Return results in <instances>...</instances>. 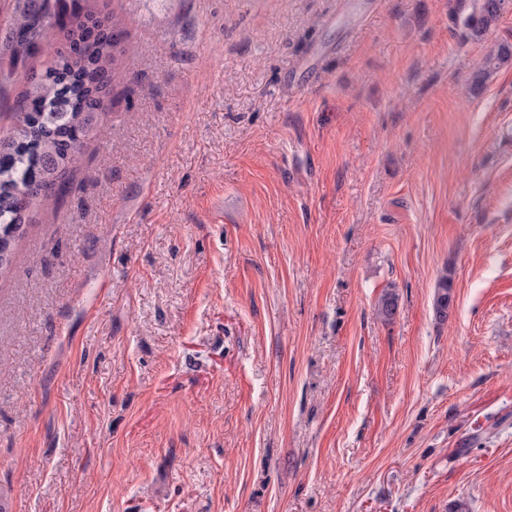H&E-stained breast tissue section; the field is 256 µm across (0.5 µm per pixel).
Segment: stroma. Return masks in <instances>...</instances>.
<instances>
[{
	"mask_svg": "<svg viewBox=\"0 0 512 512\" xmlns=\"http://www.w3.org/2000/svg\"><path fill=\"white\" fill-rule=\"evenodd\" d=\"M84 5L131 52L0 276V505L512 512V6ZM453 305L452 282L448 275L439 279L434 297V309L440 320H446Z\"/></svg>",
	"mask_w": 512,
	"mask_h": 512,
	"instance_id": "1",
	"label": "stroma"
}]
</instances>
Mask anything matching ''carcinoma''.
<instances>
[{
	"instance_id": "cac0c4a2",
	"label": "carcinoma",
	"mask_w": 512,
	"mask_h": 512,
	"mask_svg": "<svg viewBox=\"0 0 512 512\" xmlns=\"http://www.w3.org/2000/svg\"><path fill=\"white\" fill-rule=\"evenodd\" d=\"M506 0H482L479 22L486 29ZM12 53L25 57L39 50L47 32L66 27L68 48L54 51L44 69L27 78L17 100L15 122L0 136V274L12 263L16 239L23 236L31 211L57 202L72 188L71 175L83 161L86 141L110 112L111 76L126 52L128 31L116 19L72 12L64 22L50 3H31L10 19ZM512 59L501 47L486 57L474 82L481 84L496 65ZM453 305L452 282L439 279L434 309L445 320ZM396 297L384 295L377 315L392 320Z\"/></svg>"
}]
</instances>
